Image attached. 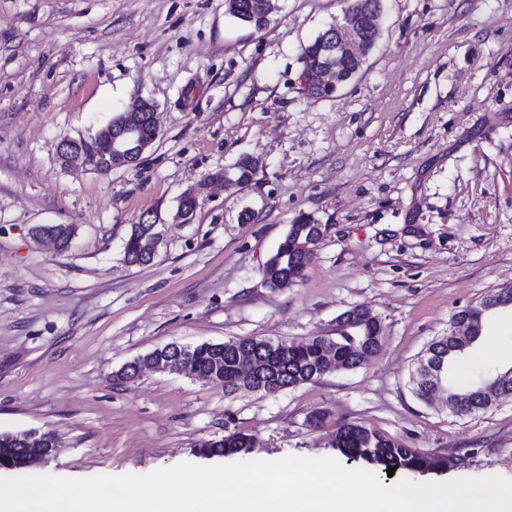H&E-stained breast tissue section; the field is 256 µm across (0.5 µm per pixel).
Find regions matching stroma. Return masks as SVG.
<instances>
[{
    "instance_id": "35a3bbf8",
    "label": "stroma",
    "mask_w": 512,
    "mask_h": 512,
    "mask_svg": "<svg viewBox=\"0 0 512 512\" xmlns=\"http://www.w3.org/2000/svg\"><path fill=\"white\" fill-rule=\"evenodd\" d=\"M272 2L257 30L224 0H0V433L58 444L21 476L288 456L363 470L332 446L337 425L360 423L447 463L382 470L383 484L512 479V400L454 417L408 387L454 312L512 285V0H382L362 69L323 98L305 87L302 50L348 0ZM137 98L163 129L137 169L62 163L63 140L91 138ZM244 156L258 163L249 183L216 181ZM303 215L328 227L305 279L265 287ZM142 221L165 239L136 266L124 243ZM36 224L74 225L71 249L34 241ZM355 306L383 324L374 359L275 395L117 376L171 343L332 336ZM472 367L512 368V309L488 320ZM231 432L254 438L249 453H202Z\"/></svg>"
}]
</instances>
